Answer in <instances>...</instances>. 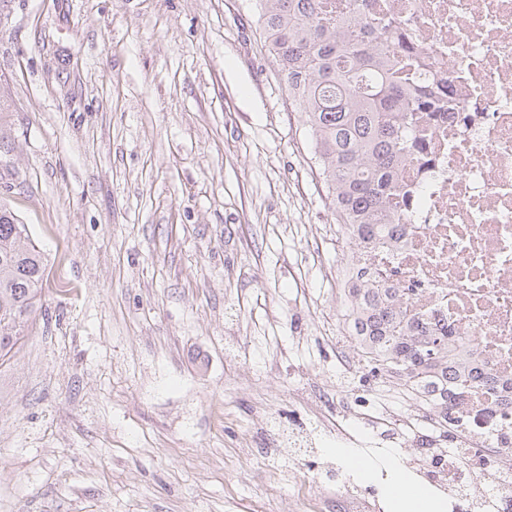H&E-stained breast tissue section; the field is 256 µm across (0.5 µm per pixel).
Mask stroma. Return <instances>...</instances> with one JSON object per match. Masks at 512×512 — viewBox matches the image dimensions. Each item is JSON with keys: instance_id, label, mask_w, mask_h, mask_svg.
Instances as JSON below:
<instances>
[{"instance_id": "stroma-1", "label": "stroma", "mask_w": 512, "mask_h": 512, "mask_svg": "<svg viewBox=\"0 0 512 512\" xmlns=\"http://www.w3.org/2000/svg\"><path fill=\"white\" fill-rule=\"evenodd\" d=\"M0 204L46 258L0 364V512H336L354 268L253 0H10ZM321 428L289 459L278 423Z\"/></svg>"}]
</instances>
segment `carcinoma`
Here are the masks:
<instances>
[{
    "label": "carcinoma",
    "mask_w": 512,
    "mask_h": 512,
    "mask_svg": "<svg viewBox=\"0 0 512 512\" xmlns=\"http://www.w3.org/2000/svg\"><path fill=\"white\" fill-rule=\"evenodd\" d=\"M349 16L328 0H255L257 22L288 97L304 117L311 148L332 195L336 221L365 238L381 236L397 194L398 168L413 148V113L442 100L437 80L416 81L414 61L387 55L395 22L375 21L363 0ZM44 257L26 226L0 206V361L16 353L42 309ZM354 348L376 374L397 378L448 411V347L410 326L388 288L357 271L347 294Z\"/></svg>",
    "instance_id": "1"
}]
</instances>
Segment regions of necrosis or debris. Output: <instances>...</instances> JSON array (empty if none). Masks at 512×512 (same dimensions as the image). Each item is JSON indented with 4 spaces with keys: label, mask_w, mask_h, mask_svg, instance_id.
Segmentation results:
<instances>
[{
    "label": "necrosis or debris",
    "mask_w": 512,
    "mask_h": 512,
    "mask_svg": "<svg viewBox=\"0 0 512 512\" xmlns=\"http://www.w3.org/2000/svg\"><path fill=\"white\" fill-rule=\"evenodd\" d=\"M368 12L397 21L395 57L453 89L450 105L417 113L389 233L359 254L406 319L451 341L450 409L415 441L469 459L453 480L410 466L449 512H512V488L491 499L469 480L512 472V0H368Z\"/></svg>",
    "instance_id": "1"
}]
</instances>
